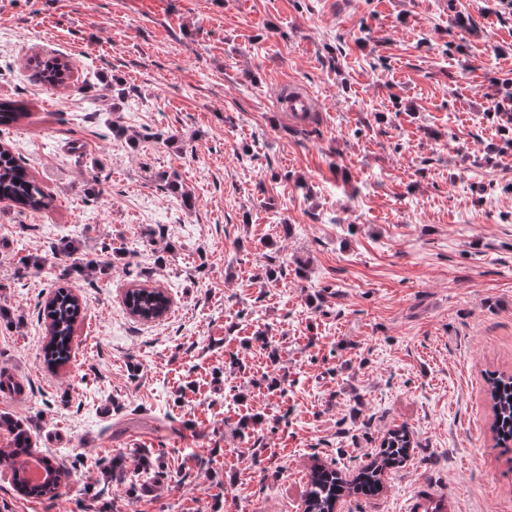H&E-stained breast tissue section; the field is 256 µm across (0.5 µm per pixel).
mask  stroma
Masks as SVG:
<instances>
[{"mask_svg":"<svg viewBox=\"0 0 512 512\" xmlns=\"http://www.w3.org/2000/svg\"><path fill=\"white\" fill-rule=\"evenodd\" d=\"M507 91L512 0H0V98L29 111L0 142L55 200L0 203V369L28 390L0 414L69 472L55 498L0 476V512H303L313 464L354 474L400 427L407 461L336 512H405L423 482L512 512L486 392L512 374ZM132 264L161 320L125 309ZM62 276L85 309L50 368ZM40 81L51 87H66L69 83L70 64L58 57L37 60L35 63ZM288 99L281 102L283 109L288 112L291 120L298 121L302 120L309 112L312 106V100L303 91L298 89H292L288 91Z\"/></svg>","mask_w":512,"mask_h":512,"instance_id":"35a3bbf8","label":"stroma"}]
</instances>
